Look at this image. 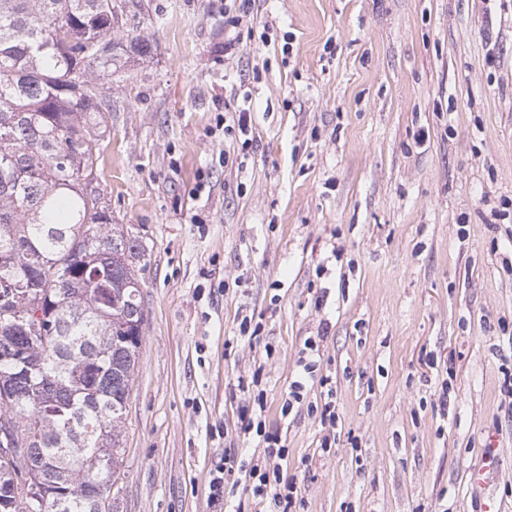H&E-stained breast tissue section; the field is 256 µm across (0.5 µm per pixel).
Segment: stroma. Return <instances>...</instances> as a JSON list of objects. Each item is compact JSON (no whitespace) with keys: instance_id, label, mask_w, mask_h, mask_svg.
<instances>
[{"instance_id":"35a3bbf8","label":"stroma","mask_w":512,"mask_h":512,"mask_svg":"<svg viewBox=\"0 0 512 512\" xmlns=\"http://www.w3.org/2000/svg\"><path fill=\"white\" fill-rule=\"evenodd\" d=\"M124 2L113 39L152 54L105 90L98 160L145 249L120 512H220L224 448L251 445L233 386L260 361L296 512H480L488 493L512 512V0ZM244 108L253 144L228 163ZM321 330L326 449L318 420L280 414Z\"/></svg>"}]
</instances>
